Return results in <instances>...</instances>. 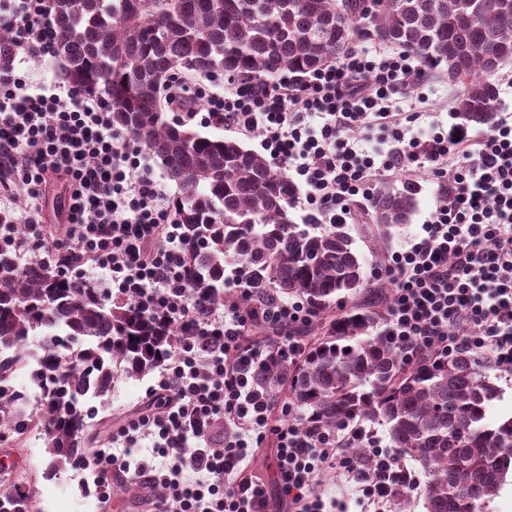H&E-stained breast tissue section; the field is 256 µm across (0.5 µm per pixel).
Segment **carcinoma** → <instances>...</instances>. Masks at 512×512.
<instances>
[{"label": "carcinoma", "mask_w": 512, "mask_h": 512, "mask_svg": "<svg viewBox=\"0 0 512 512\" xmlns=\"http://www.w3.org/2000/svg\"><path fill=\"white\" fill-rule=\"evenodd\" d=\"M55 55L66 77L112 107V123L135 136L180 193L192 294L224 301V264L239 260L262 295L304 301L319 323L309 354L273 360L258 377L286 389L302 422L334 430L353 419L387 425L390 447L416 462L427 512H476L512 470V417L493 422V369L469 352L407 367L378 330L387 300L363 277L345 225L316 231L293 221L288 174L240 141L203 136L167 120L192 103L166 100L173 80L223 73L265 82L339 59L361 40L412 52L421 67L462 87L459 120L490 126L492 77L512 59V0H62ZM415 209L409 194L373 202L380 234ZM362 295L333 314L340 295ZM179 330L155 308L109 300L95 284L32 262L0 258V429L42 426L53 468L79 462L91 402L119 377L159 368ZM41 354L32 356L31 338ZM40 396L39 415L12 385L20 370Z\"/></svg>", "instance_id": "cac0c4a2"}]
</instances>
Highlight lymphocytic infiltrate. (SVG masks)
<instances>
[{
    "label": "lymphocytic infiltrate",
    "instance_id": "lymphocytic-infiltrate-1",
    "mask_svg": "<svg viewBox=\"0 0 512 512\" xmlns=\"http://www.w3.org/2000/svg\"><path fill=\"white\" fill-rule=\"evenodd\" d=\"M60 8L61 0H0V29L9 34L0 43V256L98 274L180 330L155 409L112 433L95 462L102 479L133 470L144 487L162 488L150 512H268L269 488L251 465L271 441L288 512H336L318 484L326 469L345 476L371 512H388L415 480L376 431L358 421L333 431L296 425L287 398L257 379L268 360L304 355L308 345L293 329L312 311L278 298L243 307L253 291L239 267L225 279L223 303L190 298L172 197L138 149L117 146L109 105L24 70L30 58L54 54ZM425 83L411 52L354 48L332 66L273 83L240 81L227 94L182 84L175 94L197 101L210 124L260 135L305 186L309 224L354 223L358 199H371L380 180L415 188L428 172L435 204L420 234L372 272L390 284L384 334L404 364L464 351L512 377V111L498 112L485 132L463 122L425 127L423 112L405 105L409 89ZM55 179L68 188L59 238L42 224ZM19 197L24 208L4 210ZM19 224L25 236H16ZM258 321L269 333L255 340ZM142 440L155 465L134 463ZM357 441L368 456L351 455Z\"/></svg>",
    "mask_w": 512,
    "mask_h": 512
}]
</instances>
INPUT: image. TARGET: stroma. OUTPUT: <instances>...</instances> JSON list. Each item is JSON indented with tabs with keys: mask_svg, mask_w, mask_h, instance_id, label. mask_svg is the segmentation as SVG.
Listing matches in <instances>:
<instances>
[{
	"mask_svg": "<svg viewBox=\"0 0 512 512\" xmlns=\"http://www.w3.org/2000/svg\"><path fill=\"white\" fill-rule=\"evenodd\" d=\"M415 198L416 209L408 223L394 225L388 240L381 241L367 233L355 236L353 247L366 260L365 272H372L388 255L406 246L420 232L434 204L429 181H422ZM158 381L159 374L155 371L139 380H117L97 416L91 420L89 436L104 441L125 421L152 410L150 391L157 388ZM46 446L47 438L39 429L22 434L0 433V496L18 487L37 492L40 512H143L141 496L124 491L125 476L115 477L109 489V502L101 503L94 471L78 464L51 469Z\"/></svg>",
	"mask_w": 512,
	"mask_h": 512,
	"instance_id": "stroma-1",
	"label": "stroma"
}]
</instances>
